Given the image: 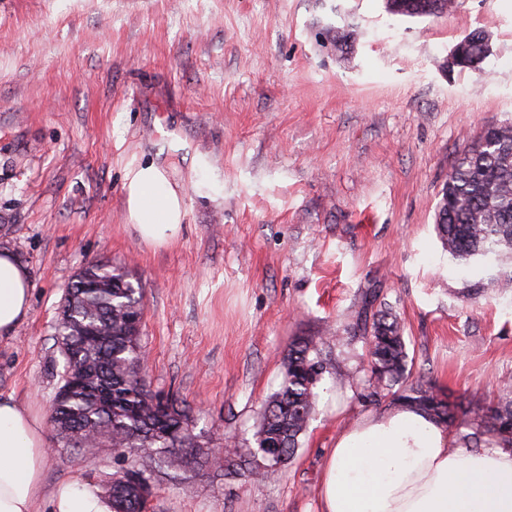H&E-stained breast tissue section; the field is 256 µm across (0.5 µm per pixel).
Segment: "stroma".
<instances>
[{"label": "stroma", "mask_w": 512, "mask_h": 512, "mask_svg": "<svg viewBox=\"0 0 512 512\" xmlns=\"http://www.w3.org/2000/svg\"><path fill=\"white\" fill-rule=\"evenodd\" d=\"M481 33L475 69L449 70ZM512 122V0L428 17L386 0H0V236L30 272L27 318L0 341V394L49 420L53 324L92 261L143 288L153 391L192 408L210 447L252 443L289 344L321 339L322 391L281 477L247 487L186 472L153 512H320L343 428L393 408L369 385L364 302L404 326L407 369L463 406L512 379V281L468 299L480 270L436 232L448 174ZM184 197L178 238L126 219L142 161ZM112 451L51 447L45 483L101 484Z\"/></svg>", "instance_id": "stroma-1"}]
</instances>
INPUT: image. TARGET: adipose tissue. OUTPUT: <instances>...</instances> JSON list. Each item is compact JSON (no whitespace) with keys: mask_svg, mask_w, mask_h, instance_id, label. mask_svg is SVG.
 Returning a JSON list of instances; mask_svg holds the SVG:
<instances>
[{"mask_svg":"<svg viewBox=\"0 0 512 512\" xmlns=\"http://www.w3.org/2000/svg\"><path fill=\"white\" fill-rule=\"evenodd\" d=\"M126 212L139 237L162 244L178 236L183 197L165 171L143 163L127 172ZM30 306L29 271L0 251V338L9 337ZM49 448L42 419L13 396H0V512H112L86 482L46 489ZM321 512H512V450L475 451L454 443L445 426L398 406L346 428L328 457Z\"/></svg>","mask_w":512,"mask_h":512,"instance_id":"obj_1","label":"adipose tissue"}]
</instances>
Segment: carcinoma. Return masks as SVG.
I'll list each match as a JSON object with an SVG mask.
<instances>
[{
	"instance_id": "cac0c4a2",
	"label": "carcinoma",
	"mask_w": 512,
	"mask_h": 512,
	"mask_svg": "<svg viewBox=\"0 0 512 512\" xmlns=\"http://www.w3.org/2000/svg\"><path fill=\"white\" fill-rule=\"evenodd\" d=\"M454 0H407L394 15L424 17L441 14ZM469 52L483 60L484 38L464 37ZM494 140H478L448 173L442 191L436 229L448 254L469 265L498 261L512 254V124L494 126ZM143 294L141 285L109 262L84 266L82 276L66 288L54 327L63 371L54 393L55 443L76 448L82 455L112 449L122 468L102 485L112 500L113 512H147L144 492L155 489L158 472L177 473L194 455L214 471L233 473L245 486L278 477L299 448L316 406L317 384L322 379L317 342L298 338L288 347L283 379L260 410L254 445L221 453L203 445L184 402L152 392L138 369L142 345ZM367 341L371 379L392 392L399 404L415 406L450 427L458 426V413L432 388L408 381L407 352L395 314L373 315ZM502 391L509 400L469 411L471 443L492 436L512 447V384ZM127 448L144 455L126 457Z\"/></svg>"
}]
</instances>
